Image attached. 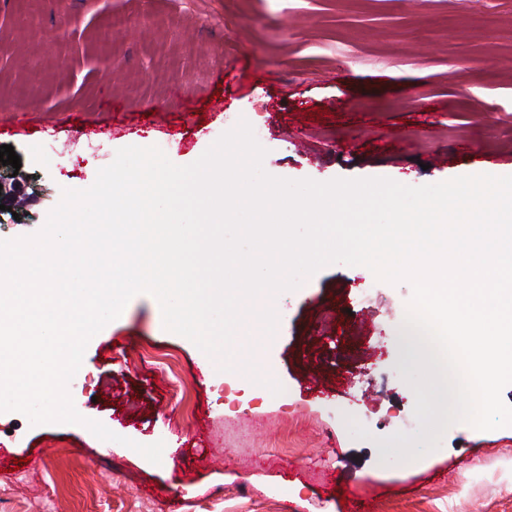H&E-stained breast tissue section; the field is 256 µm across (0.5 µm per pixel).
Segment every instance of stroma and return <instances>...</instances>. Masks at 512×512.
I'll return each instance as SVG.
<instances>
[{"label": "stroma", "mask_w": 512, "mask_h": 512, "mask_svg": "<svg viewBox=\"0 0 512 512\" xmlns=\"http://www.w3.org/2000/svg\"><path fill=\"white\" fill-rule=\"evenodd\" d=\"M242 118L279 178L512 175V0H0V146L29 194L0 210V239L37 232L117 149L159 144L188 165ZM89 127L100 154L83 151ZM410 297L343 264L278 295L274 336L250 321L238 338L275 395L135 296L68 386L118 441L0 413L15 459L48 451L38 470L0 473V512H512V426L455 423L412 462L374 444L418 428L395 341ZM158 441L160 464L134 449Z\"/></svg>", "instance_id": "35a3bbf8"}]
</instances>
